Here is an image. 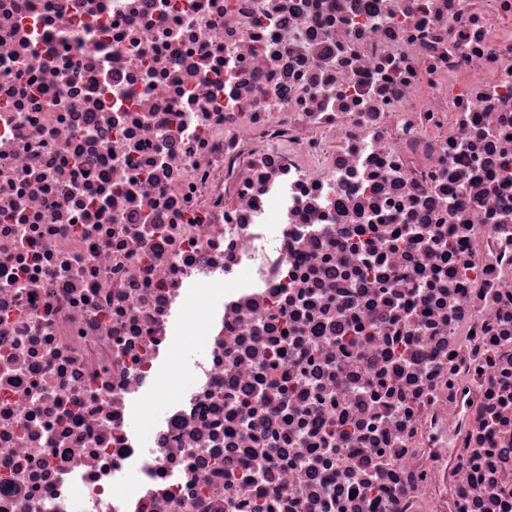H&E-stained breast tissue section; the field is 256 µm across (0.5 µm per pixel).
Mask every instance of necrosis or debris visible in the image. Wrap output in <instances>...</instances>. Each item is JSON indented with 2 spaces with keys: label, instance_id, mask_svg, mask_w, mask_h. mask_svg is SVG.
Returning <instances> with one entry per match:
<instances>
[{
  "label": "necrosis or debris",
  "instance_id": "1",
  "mask_svg": "<svg viewBox=\"0 0 512 512\" xmlns=\"http://www.w3.org/2000/svg\"><path fill=\"white\" fill-rule=\"evenodd\" d=\"M0 512H512V0H0Z\"/></svg>",
  "mask_w": 512,
  "mask_h": 512
}]
</instances>
